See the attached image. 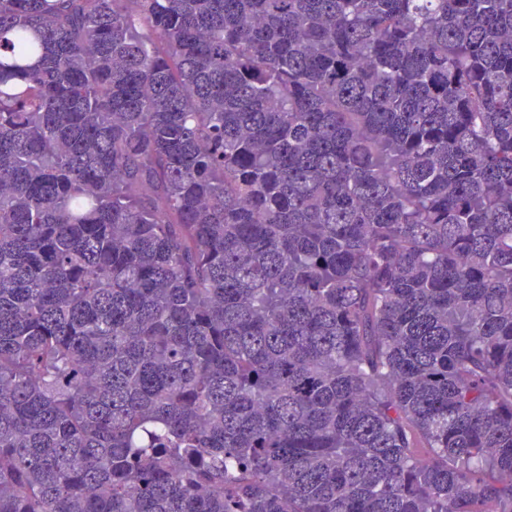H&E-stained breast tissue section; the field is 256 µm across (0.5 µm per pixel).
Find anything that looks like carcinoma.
<instances>
[{
    "label": "carcinoma",
    "instance_id": "1",
    "mask_svg": "<svg viewBox=\"0 0 512 512\" xmlns=\"http://www.w3.org/2000/svg\"><path fill=\"white\" fill-rule=\"evenodd\" d=\"M0 512H512V0H0Z\"/></svg>",
    "mask_w": 512,
    "mask_h": 512
}]
</instances>
